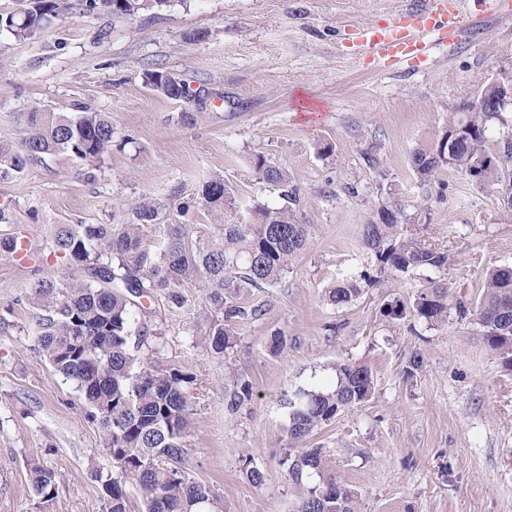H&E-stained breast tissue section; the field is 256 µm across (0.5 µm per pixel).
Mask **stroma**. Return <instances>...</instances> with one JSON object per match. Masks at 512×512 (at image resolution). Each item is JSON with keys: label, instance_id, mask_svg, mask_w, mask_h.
<instances>
[{"label": "stroma", "instance_id": "stroma-1", "mask_svg": "<svg viewBox=\"0 0 512 512\" xmlns=\"http://www.w3.org/2000/svg\"><path fill=\"white\" fill-rule=\"evenodd\" d=\"M424 0H175L132 19L72 12L35 38L0 35V139L21 142L20 113L102 112L112 148L96 170L62 152L0 178V206L24 250L0 256V512H33L26 463L58 467L51 512H99L101 488L89 460L111 469L83 400L28 336L29 286L66 275L51 232L58 224H128L140 196L161 206L164 224L213 223L202 189L223 179L239 211L277 204L278 193L251 166L263 155L288 172L309 229L306 251L271 287L242 306L224 354L199 343L208 329L205 292L185 283L187 303L151 304L152 331L142 351L154 364L191 376L193 412L183 439L190 477L224 498V512H290L293 491L277 437L283 401L297 387H330L341 361L368 364L374 393L315 434L333 451L337 480L361 494V512H512V371L503 368L481 327L449 312L428 325L385 315L429 281L475 302L483 274L512 266V220L494 187L444 168L417 179L412 151L436 142L449 106L512 76V0H464L469 29L431 20L422 59L392 66L370 60L354 36L387 25ZM205 86L207 112L146 84L148 72ZM404 212L405 237L447 250L446 269L367 288L337 308L324 288L349 272L375 267L360 247L362 224L384 207ZM288 350L272 353L275 333ZM421 354L419 370L408 368ZM253 386L234 405L237 381ZM265 473L251 485L246 465Z\"/></svg>", "mask_w": 512, "mask_h": 512}]
</instances>
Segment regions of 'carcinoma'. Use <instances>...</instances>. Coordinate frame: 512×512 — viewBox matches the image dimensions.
Returning a JSON list of instances; mask_svg holds the SVG:
<instances>
[{"instance_id":"1","label":"carcinoma","mask_w":512,"mask_h":512,"mask_svg":"<svg viewBox=\"0 0 512 512\" xmlns=\"http://www.w3.org/2000/svg\"><path fill=\"white\" fill-rule=\"evenodd\" d=\"M77 2L86 15L106 12L133 18L166 8L171 0H127V11L113 8L109 0ZM72 9V0H46L37 8L23 4L11 21L0 16V34L18 41L32 39L50 18ZM167 77L155 70L146 80L168 99L193 101L199 112L206 109L205 88L192 90ZM498 115L496 104L479 97L449 107L448 127L440 139L411 153L413 172L424 182L442 167L483 186L511 180L512 136L500 138L497 151L487 149L489 126ZM19 119L29 135L19 144L0 139L1 178L63 151L93 167L112 144V123L102 112L74 116L34 108L20 113ZM252 166L261 182L280 191L281 205H254L241 218L230 190L215 179L204 185L202 196L219 221L197 235L189 224L158 223L159 206L146 197L131 203V224H61L53 251L67 265V276L42 278L26 292L35 348L83 395L85 416L98 424L103 448L112 460L109 471L94 459L88 463L101 485V512H127L128 485L136 490L144 512H224V499L184 471L183 438L191 404L183 384L190 377L162 370L139 354L150 313L142 300L163 291L172 304L182 306L185 298L177 288L186 282L201 283L209 330L200 342L213 354L231 347L240 322L261 315L260 309L241 306L238 300L254 288L275 285L288 273L308 245V225L296 213L298 192L287 171L262 155L253 158ZM402 218L399 209L386 208L362 225L360 245L374 257L375 274L341 276L325 289L326 303L340 308L359 297L363 288L390 277L448 266L447 252L400 240ZM148 232L160 237L154 251L142 246ZM449 306L448 287L437 283L407 305L389 304L385 313L393 319L412 315L432 324L447 318ZM455 309L461 318L475 316L488 346L503 367L512 370V266L488 271L478 303L469 306L459 300ZM373 390L368 365L343 362L336 365L333 387L300 389L288 397L281 464L295 493V512H358V492L330 473L331 450L312 445L311 437L364 403ZM27 475L35 508L50 512L61 473L32 461Z\"/></svg>"}]
</instances>
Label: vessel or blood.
I'll use <instances>...</instances> for the list:
<instances>
[{
  "mask_svg": "<svg viewBox=\"0 0 512 512\" xmlns=\"http://www.w3.org/2000/svg\"><path fill=\"white\" fill-rule=\"evenodd\" d=\"M434 12L447 16L454 26L465 21L457 0H427L426 8L403 11L390 24L356 31L355 36L370 54L385 63L395 64L409 57L416 58L425 51L424 32L427 20Z\"/></svg>",
  "mask_w": 512,
  "mask_h": 512,
  "instance_id": "1",
  "label": "vessel or blood"
}]
</instances>
